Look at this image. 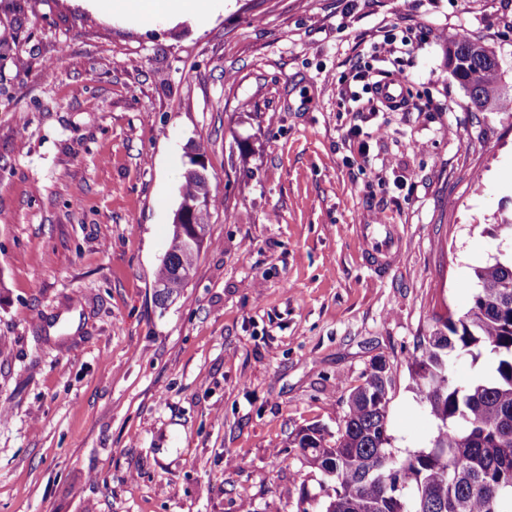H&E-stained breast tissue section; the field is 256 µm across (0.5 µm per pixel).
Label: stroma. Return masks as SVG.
Instances as JSON below:
<instances>
[{
  "label": "stroma",
  "mask_w": 512,
  "mask_h": 512,
  "mask_svg": "<svg viewBox=\"0 0 512 512\" xmlns=\"http://www.w3.org/2000/svg\"><path fill=\"white\" fill-rule=\"evenodd\" d=\"M461 35L512 94L505 0H212L179 21L0 0V512H319L290 442L336 434L378 358L393 447L429 446L409 355L512 258L491 232L512 112L471 106L445 58ZM358 65L412 111H373ZM196 144L221 202L162 308ZM363 224L396 229L385 272Z\"/></svg>",
  "instance_id": "obj_1"
}]
</instances>
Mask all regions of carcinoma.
<instances>
[{
  "instance_id": "obj_1",
  "label": "carcinoma",
  "mask_w": 512,
  "mask_h": 512,
  "mask_svg": "<svg viewBox=\"0 0 512 512\" xmlns=\"http://www.w3.org/2000/svg\"><path fill=\"white\" fill-rule=\"evenodd\" d=\"M448 67L478 109L512 112L497 56L482 41H448ZM197 145L180 189L171 245L157 266L155 300L172 303L193 277L219 191ZM477 288L462 314L434 317L410 356L416 393L438 421L430 446L400 454L387 434L391 380L371 364L348 399L336 439L318 425L292 440L309 467L331 483L320 512H512V261L475 270ZM485 356L488 376L463 387L450 377L451 353Z\"/></svg>"
}]
</instances>
